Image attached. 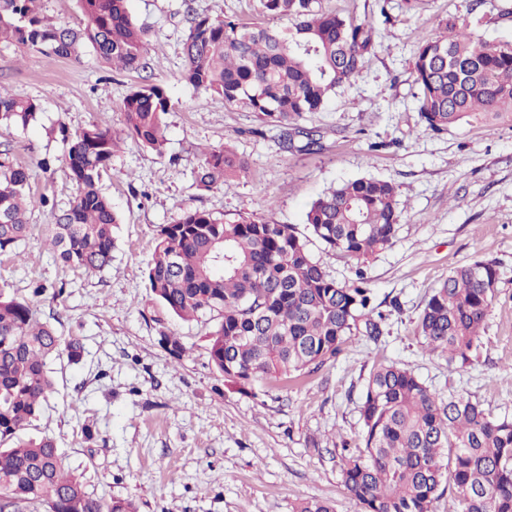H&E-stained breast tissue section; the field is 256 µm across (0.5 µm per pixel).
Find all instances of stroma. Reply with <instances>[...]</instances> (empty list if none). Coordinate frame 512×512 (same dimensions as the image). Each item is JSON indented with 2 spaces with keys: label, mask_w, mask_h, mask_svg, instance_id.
Masks as SVG:
<instances>
[{
  "label": "stroma",
  "mask_w": 512,
  "mask_h": 512,
  "mask_svg": "<svg viewBox=\"0 0 512 512\" xmlns=\"http://www.w3.org/2000/svg\"><path fill=\"white\" fill-rule=\"evenodd\" d=\"M321 6L370 20L379 36L355 82L304 118V127L321 134V149L309 152L283 148L276 127L181 78L187 9L247 26L286 27L288 18L263 15L258 0H129L133 20L150 30L149 73L172 109L163 153L124 138L102 177L121 222L112 267L96 274L54 261L44 244L49 218L41 198L67 208L77 191L65 162L69 136L101 122L122 135L121 104L142 75L112 69L88 48L74 60L0 42V86L40 105L29 126L0 130V143L32 174L31 233L21 257H0V287L25 299L39 283L62 289L57 301L39 306L59 335L84 344L80 363L50 362L56 393L28 433L54 438L94 497L132 500L137 512H292L304 498L361 512L344 488L339 455L343 444L359 441L357 406L379 361L408 366L443 392L512 415V125L424 130L411 73L416 35L439 20L472 12L480 19L475 35L512 37V0H421L412 12L402 0ZM61 124L66 134L58 132ZM226 145L248 160L247 173L231 188L198 190L202 148ZM362 176L394 183L402 209L393 245L365 266L390 314L383 336L361 338L284 388L269 385L252 396L228 386L209 361L210 323L173 317L146 285L158 225L190 209L293 224L310 237L324 269L348 283L355 265L312 239L306 212L329 186ZM476 257L498 261V289L473 364L452 371L444 356L422 346L415 326L432 288ZM395 302L400 311H392ZM164 331L180 337L181 359L159 344ZM88 427L94 440L83 435Z\"/></svg>",
  "instance_id": "35a3bbf8"
}]
</instances>
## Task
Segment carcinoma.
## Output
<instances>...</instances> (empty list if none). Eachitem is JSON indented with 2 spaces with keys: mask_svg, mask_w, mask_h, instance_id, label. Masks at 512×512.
<instances>
[{
  "mask_svg": "<svg viewBox=\"0 0 512 512\" xmlns=\"http://www.w3.org/2000/svg\"><path fill=\"white\" fill-rule=\"evenodd\" d=\"M87 19L75 30L56 25L41 0H0V41L10 39L47 56L79 57L89 47L104 64L147 69L150 31L133 23L127 0H77ZM261 13L287 16L285 28L241 26L187 9L181 79L243 106L280 129L286 148L294 136L303 148L320 139L299 121L319 112L349 87L375 52L376 30L319 8L320 0H258ZM412 76L424 128L444 132L473 122L512 123V41L476 38L451 19L437 32L416 36ZM39 104L0 88V128L26 127ZM128 137L159 154L170 100L164 87L144 81L123 99ZM117 146L110 126L94 123L69 140L67 167L78 187L69 208L50 199L48 246L64 266L87 273L112 265L119 224L100 181ZM248 169L229 148L203 152L197 189L228 187ZM31 174L0 149V255L18 256L28 238L26 213ZM390 181L360 177L327 189L314 200L306 223L348 262L357 282L332 278L291 224H269L249 215L226 220L190 209L157 227L154 257L145 272L155 300L183 320L213 323L208 353L224 380L249 393L288 382L341 356L363 335L376 340L388 315L375 303L361 267L393 244L401 211ZM499 283L498 263L475 258L452 269L429 296L417 334L432 352L459 369L477 350ZM160 345L175 359L180 339L163 333ZM83 343L64 338L34 303L0 289V512H137L130 500L90 496L65 469L55 440L23 439L55 392L47 363L77 364ZM361 444L341 456L349 495L362 512H437L450 493L457 512H512V417L494 416L478 399L444 395L412 369L373 364L360 395ZM293 512H333L309 498Z\"/></svg>",
  "mask_w": 512,
  "mask_h": 512,
  "instance_id": "cac0c4a2",
  "label": "carcinoma"
}]
</instances>
